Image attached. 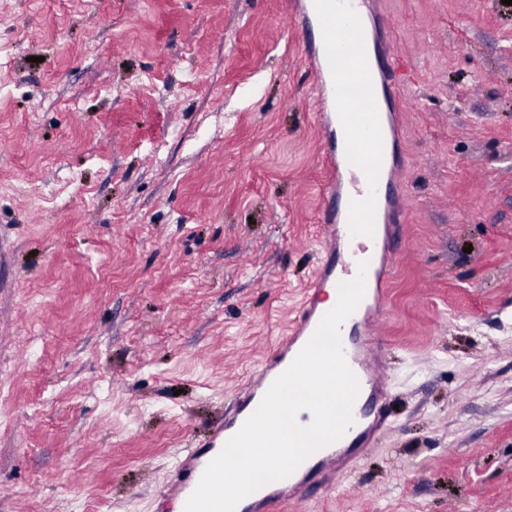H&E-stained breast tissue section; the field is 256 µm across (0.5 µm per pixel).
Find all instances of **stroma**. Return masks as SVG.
<instances>
[{"mask_svg": "<svg viewBox=\"0 0 512 512\" xmlns=\"http://www.w3.org/2000/svg\"><path fill=\"white\" fill-rule=\"evenodd\" d=\"M289 0H0V512H157L318 261ZM398 110L391 409L280 512H512V6L377 0Z\"/></svg>", "mask_w": 512, "mask_h": 512, "instance_id": "1", "label": "stroma"}]
</instances>
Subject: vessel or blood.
Wrapping results in <instances>:
<instances>
[{
    "instance_id": "obj_1",
    "label": "vessel or blood",
    "mask_w": 512,
    "mask_h": 512,
    "mask_svg": "<svg viewBox=\"0 0 512 512\" xmlns=\"http://www.w3.org/2000/svg\"><path fill=\"white\" fill-rule=\"evenodd\" d=\"M367 0H293L291 14L301 31H314L305 56L315 76L318 93L316 120L323 132L325 158L330 170L325 185L328 204L320 222L325 236L324 258L318 265L295 324L286 338L262 362L237 395L224 425L201 447L176 457V479L168 500L185 505L204 471L225 444L254 413L272 383L294 361L315 333L328 308L326 289L353 280L360 261H367L365 293L354 313L341 325L346 360L357 377L353 422L337 441L307 457L287 478L272 482L243 498L236 512H274L285 500L303 495L311 484L330 481L336 470L352 466L360 449L382 433L389 377L388 345L378 332L386 316L383 284L393 273L388 256L398 237L381 221L383 202L394 193L389 163L390 144L401 134V115L383 109L378 87L390 84L395 62L377 57L371 47L385 41L387 24L368 27Z\"/></svg>"
}]
</instances>
